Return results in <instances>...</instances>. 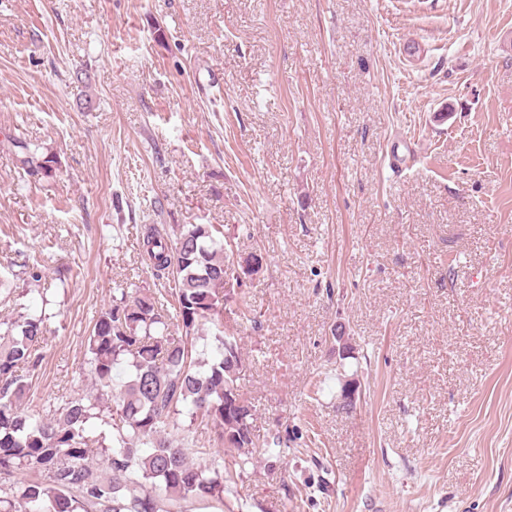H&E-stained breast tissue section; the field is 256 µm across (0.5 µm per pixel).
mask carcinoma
<instances>
[{"instance_id": "1", "label": "carcinoma", "mask_w": 512, "mask_h": 512, "mask_svg": "<svg viewBox=\"0 0 512 512\" xmlns=\"http://www.w3.org/2000/svg\"><path fill=\"white\" fill-rule=\"evenodd\" d=\"M16 147L26 175L51 172L29 143ZM143 249L154 275L174 284L175 305L168 309L162 294L123 291L101 312L88 336L97 393L57 397L38 419L25 414L30 378L43 360L44 319L22 317L0 331V487L17 488L0 496V512H185L200 501L224 512L237 473L212 449L232 448L243 464L270 452L271 443L252 432L251 408L236 385L237 337L216 334L211 357H195L205 324L224 326L239 284L224 229L187 224L171 239L150 228ZM120 364L127 377L117 382ZM101 408L112 417L110 446L89 427ZM170 428L181 438H171ZM96 445L100 465L89 458ZM24 473L35 477L17 480Z\"/></svg>"}]
</instances>
